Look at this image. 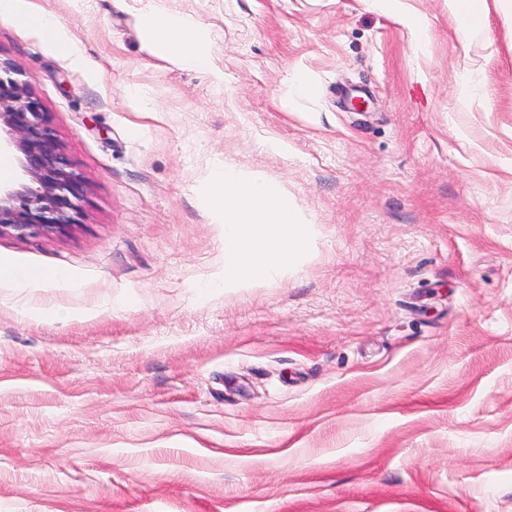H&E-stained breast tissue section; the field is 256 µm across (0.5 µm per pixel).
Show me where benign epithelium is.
<instances>
[{"mask_svg": "<svg viewBox=\"0 0 512 512\" xmlns=\"http://www.w3.org/2000/svg\"><path fill=\"white\" fill-rule=\"evenodd\" d=\"M11 73L9 62L0 60V129L20 153L27 181L0 189V235L62 233L78 221L82 182L68 170L40 102Z\"/></svg>", "mask_w": 512, "mask_h": 512, "instance_id": "obj_1", "label": "benign epithelium"}]
</instances>
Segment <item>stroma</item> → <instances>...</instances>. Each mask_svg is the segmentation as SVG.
I'll return each instance as SVG.
<instances>
[{"label":"stroma","mask_w":512,"mask_h":512,"mask_svg":"<svg viewBox=\"0 0 512 512\" xmlns=\"http://www.w3.org/2000/svg\"><path fill=\"white\" fill-rule=\"evenodd\" d=\"M29 3L84 65L3 20L0 57L85 193L0 236L73 278L0 288V512H512V10L461 39L449 0ZM152 8L213 73L150 51ZM227 169L293 199L281 277L229 265ZM140 27L155 55L169 57L188 69L213 71L205 35L190 17L149 10L142 14Z\"/></svg>","instance_id":"obj_1"}]
</instances>
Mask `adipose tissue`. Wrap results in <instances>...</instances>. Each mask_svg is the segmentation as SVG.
I'll return each mask as SVG.
<instances>
[{"instance_id": "1", "label": "adipose tissue", "mask_w": 512, "mask_h": 512, "mask_svg": "<svg viewBox=\"0 0 512 512\" xmlns=\"http://www.w3.org/2000/svg\"><path fill=\"white\" fill-rule=\"evenodd\" d=\"M0 20L37 34L60 56H79L64 26L28 8L24 0H0ZM140 27L155 55L171 58L188 69L211 71L205 35L193 19L150 10L142 14ZM212 201L232 259L244 275L280 276L290 259L308 247V239L294 217L292 199L276 193L262 176L221 173L215 179Z\"/></svg>"}]
</instances>
